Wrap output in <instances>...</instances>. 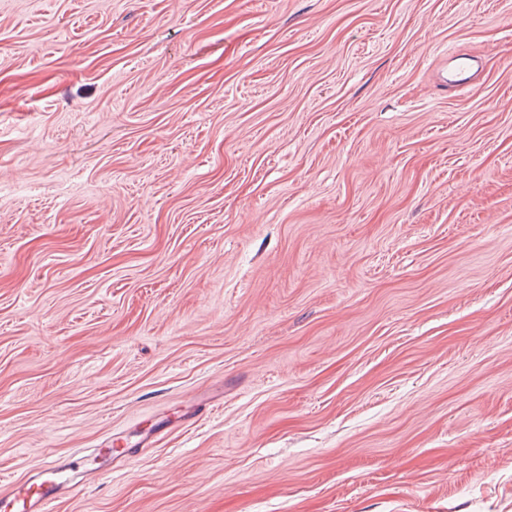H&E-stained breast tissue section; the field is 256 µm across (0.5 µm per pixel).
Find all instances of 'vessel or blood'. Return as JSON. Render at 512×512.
Segmentation results:
<instances>
[{
  "mask_svg": "<svg viewBox=\"0 0 512 512\" xmlns=\"http://www.w3.org/2000/svg\"><path fill=\"white\" fill-rule=\"evenodd\" d=\"M126 457V452L106 445L90 459L77 450L66 458L47 462L26 474L24 480L0 485V512H53L58 502L74 490L75 480H101Z\"/></svg>",
  "mask_w": 512,
  "mask_h": 512,
  "instance_id": "1",
  "label": "vessel or blood"
}]
</instances>
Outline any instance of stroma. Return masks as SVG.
Returning <instances> with one entry per match:
<instances>
[{
  "instance_id": "obj_1",
  "label": "stroma",
  "mask_w": 512,
  "mask_h": 512,
  "mask_svg": "<svg viewBox=\"0 0 512 512\" xmlns=\"http://www.w3.org/2000/svg\"><path fill=\"white\" fill-rule=\"evenodd\" d=\"M1 182L0 481L512 512V0H0ZM121 449L112 448L111 440L108 446L98 448L90 461L77 450L62 460L47 462L29 472L24 480L2 484L0 511L53 512L58 502L76 488L74 478L86 482L99 481L112 473L115 464L133 454V448Z\"/></svg>"
}]
</instances>
